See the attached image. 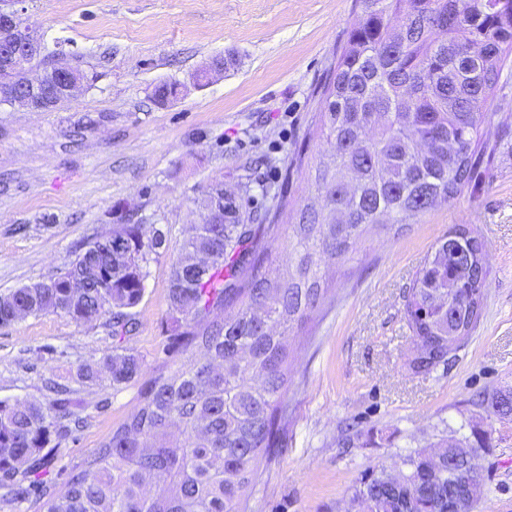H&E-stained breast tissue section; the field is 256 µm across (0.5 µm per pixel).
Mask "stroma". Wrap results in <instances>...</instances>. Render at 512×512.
I'll list each match as a JSON object with an SVG mask.
<instances>
[{
	"label": "stroma",
	"instance_id": "1",
	"mask_svg": "<svg viewBox=\"0 0 512 512\" xmlns=\"http://www.w3.org/2000/svg\"><path fill=\"white\" fill-rule=\"evenodd\" d=\"M50 60L90 77L43 112L0 103V294L63 271L80 243L121 224L162 230L133 335L104 319L61 313L0 326V400L49 403L46 380L73 384L79 365L130 349L142 362L126 385L78 386L76 438L46 449L43 495L0 512H43L102 438L166 371L176 324L171 265L219 183L243 224L280 203L315 201L309 174L328 149L311 130L336 55L358 15L354 0H24ZM223 71L202 77L215 59ZM176 88L159 100L162 85ZM493 118L477 177L402 229H368L346 260L320 264L330 295L292 341L280 423L283 450L263 457L245 512H350L372 470L396 469L419 447L489 433L479 449L478 512H512V430L480 396L512 388V63L488 101ZM462 226L487 253L484 307L468 343L431 373L406 361L404 295L433 246Z\"/></svg>",
	"mask_w": 512,
	"mask_h": 512
}]
</instances>
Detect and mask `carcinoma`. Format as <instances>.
Segmentation results:
<instances>
[{
  "instance_id": "carcinoma-1",
  "label": "carcinoma",
  "mask_w": 512,
  "mask_h": 512,
  "mask_svg": "<svg viewBox=\"0 0 512 512\" xmlns=\"http://www.w3.org/2000/svg\"><path fill=\"white\" fill-rule=\"evenodd\" d=\"M351 28L322 93L317 133L328 153L315 168L320 203L293 216L294 272L264 265L260 238L275 236L279 217L238 224L224 191L211 187L199 205L224 208L223 224H197L172 265L169 307L182 331L177 359L152 378L136 409L112 428L46 502V512H242L260 462L278 445L287 413L288 338L324 305L320 262L353 253L370 226L413 224L474 178L486 148L479 131L487 101L512 55V0H355ZM165 245L161 231L121 224L92 241L64 271L0 294V326L29 315L61 312L76 322L111 315L112 335L129 332L128 310L144 293L142 263ZM450 234L436 243L405 293L413 340L409 368L426 373L470 338L480 315L470 296L485 286V251ZM139 357L126 349L75 381L105 377L118 387L137 378ZM49 404L0 400V485L20 498L40 492L20 476L45 464L42 451L84 423L71 391ZM512 421V389L482 401ZM490 435L423 446L396 474H364L353 493L361 512H453L456 494L474 502L479 480L448 470V457L474 453Z\"/></svg>"
}]
</instances>
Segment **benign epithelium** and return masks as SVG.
Instances as JSON below:
<instances>
[{"label":"benign epithelium","instance_id":"obj_1","mask_svg":"<svg viewBox=\"0 0 512 512\" xmlns=\"http://www.w3.org/2000/svg\"><path fill=\"white\" fill-rule=\"evenodd\" d=\"M20 0H0V100L43 110L56 102V97L71 98L87 82L77 69L60 64L52 74L23 82L17 72L26 70L43 55L44 46L23 18Z\"/></svg>","mask_w":512,"mask_h":512}]
</instances>
